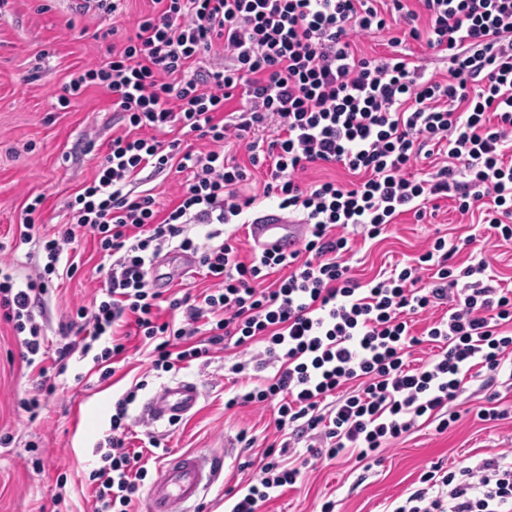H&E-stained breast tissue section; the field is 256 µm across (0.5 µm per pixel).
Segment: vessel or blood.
<instances>
[{
  "mask_svg": "<svg viewBox=\"0 0 512 512\" xmlns=\"http://www.w3.org/2000/svg\"><path fill=\"white\" fill-rule=\"evenodd\" d=\"M303 233V225L289 223L279 210L261 213L248 226L255 248L271 254H290ZM198 402L194 384L174 381L151 395L142 413L154 423H174L191 413ZM222 467L221 459L213 455L193 451L170 455L148 491L146 512H191L192 503L217 479Z\"/></svg>",
  "mask_w": 512,
  "mask_h": 512,
  "instance_id": "1",
  "label": "vessel or blood"
}]
</instances>
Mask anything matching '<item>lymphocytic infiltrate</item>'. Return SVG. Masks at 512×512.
I'll list each match as a JSON object with an SVG mask.
<instances>
[{"label":"lymphocytic infiltrate","mask_w":512,"mask_h":512,"mask_svg":"<svg viewBox=\"0 0 512 512\" xmlns=\"http://www.w3.org/2000/svg\"><path fill=\"white\" fill-rule=\"evenodd\" d=\"M152 3L133 35L65 88L72 97L92 86L109 91L127 132L113 137L94 180L69 202L68 225L44 242L34 273L19 281L0 268V305L21 337L23 360L39 370L37 393L22 408L36 412L41 394L55 390L33 310L51 275L74 269L63 260L65 245L90 233L111 264L99 301L75 311L82 346L67 340L72 322L59 327L58 373L78 351L109 378L131 321L152 345L158 371L217 346L262 343L260 355L233 365L239 388L224 406H273L277 429L313 456L363 461L422 420L445 432L475 380L486 393L480 419L506 418L496 386L512 383V290L486 280L485 262L457 266L441 236L403 266L360 282L342 231L354 226L374 239L399 215L423 217L429 202L449 198L460 214L486 211L497 236L512 241V0ZM393 23L400 33L388 54H358L357 37ZM407 40L446 59L447 76L424 77L399 50ZM174 128L213 149L157 140ZM230 138L244 142L249 166L218 151ZM436 150L442 159L434 163ZM250 166L266 174L262 196L306 227L289 255L241 260L222 230L258 199L241 190ZM336 166L353 182H298L309 168ZM172 167L186 179L175 204L162 209L141 175ZM192 224L207 226L205 243L189 235ZM166 249L195 255L210 287L180 296L153 288L152 268ZM439 306L444 315L414 334L411 315ZM163 308L169 319H161ZM425 342L437 346L436 357L411 364ZM136 397L129 390L113 406L102 464L89 476L96 512H130L140 496L148 470L125 450ZM302 477L301 465L267 451L229 512H262ZM391 512H512V460L456 470L434 464Z\"/></svg>","instance_id":"lymphocytic-infiltrate-1"}]
</instances>
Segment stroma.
<instances>
[{
	"mask_svg": "<svg viewBox=\"0 0 512 512\" xmlns=\"http://www.w3.org/2000/svg\"><path fill=\"white\" fill-rule=\"evenodd\" d=\"M151 7L150 0H126L123 12L113 17L81 9L71 0H6L0 5V259L11 264L17 279L31 272L43 241L62 230L68 203L92 182L112 136L124 128L112 110L111 94L102 88H88L60 106L70 75L105 58L103 32L111 27L132 32L137 18ZM37 196L43 202L33 215V239L24 244L25 208ZM439 232L451 241L473 237L461 261L485 262L488 274L512 289V244L499 242L489 225L461 217L446 199L438 200L423 219L410 212L400 215L380 242L355 238L353 273L367 279L381 268L407 262ZM68 255L77 272L55 279L43 306L34 310L52 341L59 340V325L75 308L99 297L110 264L89 236L69 245ZM237 360V349L218 350L208 364L194 361L166 373L153 369L148 350L133 338L124 361L106 380L91 359L72 356L55 380V394L33 418L19 401L30 396L38 373L26 366L11 323L0 316V439L10 438L9 444L0 442V512H95L88 477L99 463L96 447L109 431L115 401L133 387L138 393L129 409L128 450H142L145 433L161 438L163 450L143 451L152 477L170 452L226 455L223 472L201 495L196 512H227L226 491L245 487L263 452L281 439L272 410L225 409L230 368ZM174 380L197 385L200 399L194 413L171 425L144 422L143 401ZM482 404L479 383H470L458 400L460 418L447 432L416 427L389 444L369 468L350 455L310 459L304 481L276 493L263 512H320L328 499L335 512H385L432 464L465 468L512 457V415L480 420ZM243 433L253 437V447L240 443ZM38 457L43 460L39 468L34 465Z\"/></svg>",
	"mask_w": 512,
	"mask_h": 512,
	"instance_id": "obj_1",
	"label": "stroma"
}]
</instances>
